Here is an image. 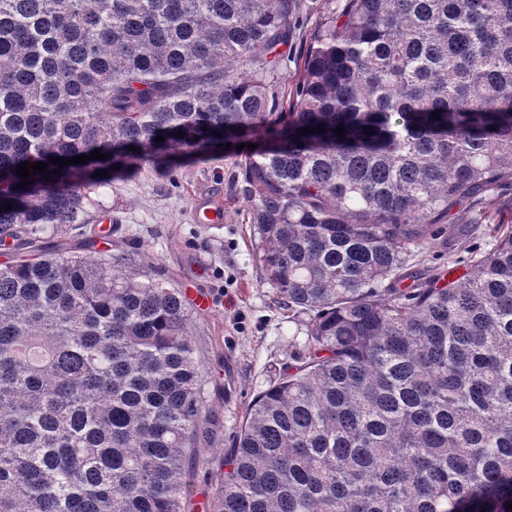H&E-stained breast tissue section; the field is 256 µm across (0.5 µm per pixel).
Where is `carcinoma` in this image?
I'll list each match as a JSON object with an SVG mask.
<instances>
[{"label":"carcinoma","mask_w":512,"mask_h":512,"mask_svg":"<svg viewBox=\"0 0 512 512\" xmlns=\"http://www.w3.org/2000/svg\"><path fill=\"white\" fill-rule=\"evenodd\" d=\"M295 3L0 0V244L30 249L0 265V512H185L209 385L186 296L44 240L144 163L228 143L254 144L263 280L306 341L210 512H512V225L482 252L448 223L512 186V0H342L281 112ZM439 236L452 268L416 261Z\"/></svg>","instance_id":"1"}]
</instances>
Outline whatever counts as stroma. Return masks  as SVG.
<instances>
[{
  "label": "stroma",
  "instance_id": "obj_1",
  "mask_svg": "<svg viewBox=\"0 0 512 512\" xmlns=\"http://www.w3.org/2000/svg\"><path fill=\"white\" fill-rule=\"evenodd\" d=\"M335 0H298V24L282 51L288 58L274 79L280 100H288L310 35ZM244 181L235 151L223 158L196 159L164 176L144 164L134 178L117 183L103 199L115 220L109 249L123 248L161 266L182 289L210 297L197 310L194 328L199 355L211 383L205 416L206 445L215 459L193 475L194 494L186 512H209L216 493V458L231 447L248 406L275 381L305 336L288 310L264 282L248 222ZM209 197L224 206L220 224L193 220L195 198ZM451 222L470 229V245L487 249L493 227L512 224V186L498 190L486 212L463 205Z\"/></svg>",
  "mask_w": 512,
  "mask_h": 512
}]
</instances>
